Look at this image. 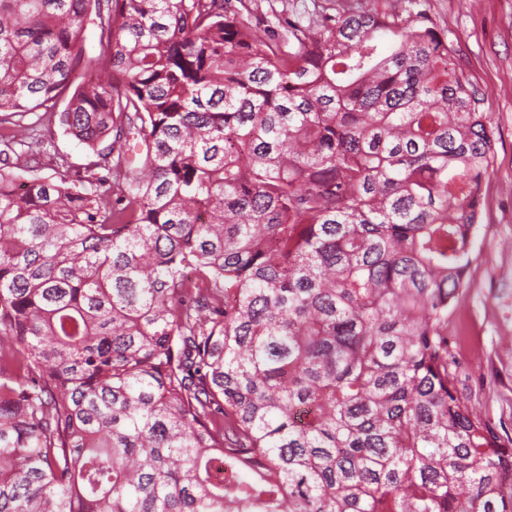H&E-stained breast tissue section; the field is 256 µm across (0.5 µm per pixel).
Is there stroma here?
<instances>
[{"instance_id": "obj_1", "label": "stroma", "mask_w": 512, "mask_h": 512, "mask_svg": "<svg viewBox=\"0 0 512 512\" xmlns=\"http://www.w3.org/2000/svg\"><path fill=\"white\" fill-rule=\"evenodd\" d=\"M404 0H252L262 19L272 12L311 16L336 11L391 12ZM424 9L448 38L450 57L485 95L494 132L490 174L483 185L481 218L469 269L448 315V337L461 396L481 407L488 421L512 437V0H424ZM41 155L40 175L59 161L72 168L85 150L61 128Z\"/></svg>"}]
</instances>
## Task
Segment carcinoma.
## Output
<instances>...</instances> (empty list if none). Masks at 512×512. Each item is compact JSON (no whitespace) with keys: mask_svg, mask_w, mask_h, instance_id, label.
Returning a JSON list of instances; mask_svg holds the SVG:
<instances>
[{"mask_svg":"<svg viewBox=\"0 0 512 512\" xmlns=\"http://www.w3.org/2000/svg\"><path fill=\"white\" fill-rule=\"evenodd\" d=\"M409 2L0 0V512H512L448 342L493 131ZM401 8L407 5L403 0H252L255 14L265 20L275 21L271 15V7L279 12L280 19H288V14L311 16L336 14L341 12H380L391 13L392 6ZM53 138L55 149H51L50 153L41 155L37 164L38 173L42 176H51L57 163L61 162V158L65 159L73 169H79L81 165L86 163L85 150L70 136L63 133V130L56 126L53 129Z\"/></svg>","mask_w":512,"mask_h":512,"instance_id":"obj_1","label":"carcinoma"}]
</instances>
